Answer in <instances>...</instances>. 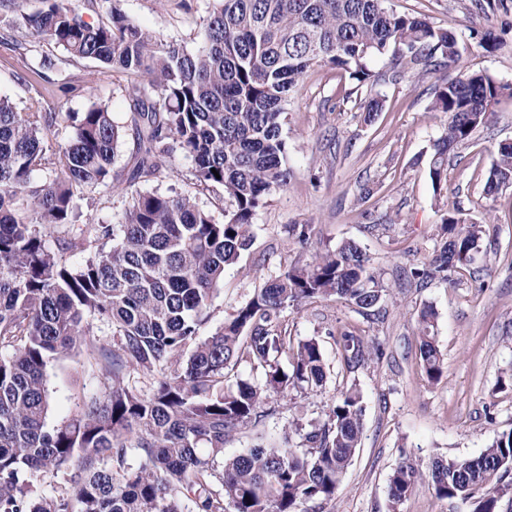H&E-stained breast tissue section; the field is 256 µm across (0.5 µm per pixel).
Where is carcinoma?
I'll use <instances>...</instances> for the list:
<instances>
[{
  "label": "carcinoma",
  "mask_w": 512,
  "mask_h": 512,
  "mask_svg": "<svg viewBox=\"0 0 512 512\" xmlns=\"http://www.w3.org/2000/svg\"><path fill=\"white\" fill-rule=\"evenodd\" d=\"M43 7L0 30V44L22 46L20 30L62 48L39 67L61 69L82 59L141 73L128 86L137 155L128 181L150 182L167 169L166 141L177 143L207 189L231 201L222 218L190 197L131 195L118 224L78 223L81 202L112 188L120 128L109 106L49 112L42 97L24 112L0 97V512H299L330 500L363 433L361 396L352 385L320 422L296 425L304 450L254 447L224 458L237 431L257 425L270 394H309L328 377L315 338L292 342L281 321L290 307L339 299L369 314L388 289L359 245L349 241L312 262L282 271L235 309L209 337L210 318L226 269L251 244L256 213L288 185L282 135L290 94L308 70L329 65L364 86L370 63L392 53L412 66L459 61L457 34L399 14L386 0H212L206 41L190 50L163 42L131 19L121 0L97 23L73 0ZM512 98V84L462 72L439 87L435 108L448 113L433 146L429 177L435 194L447 181L448 151L467 141ZM68 123L73 135L50 136ZM512 184V142H501L487 192ZM445 241L422 267L421 282L448 280L471 264L483 225L457 207L444 209ZM436 312L418 315L419 357L431 381L443 374L433 334ZM112 328L95 337L92 320ZM347 365L363 361L364 341L344 335ZM83 348L105 377L66 423L49 429L47 363ZM286 360L283 368L280 360ZM249 376L224 388L226 371ZM149 380L144 392L133 374ZM69 472L63 493L32 494L35 483ZM437 497L498 512L512 497V431L476 457L406 458L389 476V502L399 505L423 480Z\"/></svg>",
  "instance_id": "1"
}]
</instances>
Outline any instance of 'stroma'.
Wrapping results in <instances>:
<instances>
[{"label": "stroma", "mask_w": 512, "mask_h": 512, "mask_svg": "<svg viewBox=\"0 0 512 512\" xmlns=\"http://www.w3.org/2000/svg\"><path fill=\"white\" fill-rule=\"evenodd\" d=\"M388 5L455 30L459 67L409 68L395 77L390 58L383 57L371 64L373 84L362 87L336 68L307 72L289 98L283 128L291 180L256 214L252 245L226 271L207 328L215 330L284 268L306 264L313 253L350 240L370 255L391 297L371 316L341 300L288 309L289 336L320 341L330 368L327 382L307 395L269 396L264 401L269 416L242 429L224 453L231 457L257 444H281L294 422L324 418L353 384L365 408L362 440L322 512H472L470 504L437 498L425 481L391 509L388 480L403 457L425 464L441 456L473 457L512 429V185L492 195L484 191L499 142L512 140V98L502 99L491 122L449 152L442 193H435L429 177L433 145L448 122L447 114L434 108L443 82L464 70L512 84V0H388ZM122 7L159 40H178L191 49L205 41L210 0H123ZM44 53L58 57L62 50L47 44L38 52L0 46V96L21 107L38 93L55 112H82L105 102L123 131L112 190L87 209L88 217L119 223L136 191L187 195L216 215L228 208L222 190L197 188L192 162L178 150L162 181L129 185L126 172L137 150L126 93L130 76L88 59L65 75L41 70L37 64ZM69 79L77 91L65 89ZM373 97L381 98L383 107L369 117L364 106ZM443 198L472 221L487 224L489 234L470 266L449 272L447 280L420 285L410 271L441 245ZM296 224L310 226L308 243L293 235ZM426 305L437 313L435 336L444 360L436 382L428 380L419 358L418 314ZM346 332L361 336L371 349L368 359L351 368L342 358ZM100 378L84 353L48 362V427L62 425L86 399L101 395Z\"/></svg>", "instance_id": "stroma-1"}]
</instances>
